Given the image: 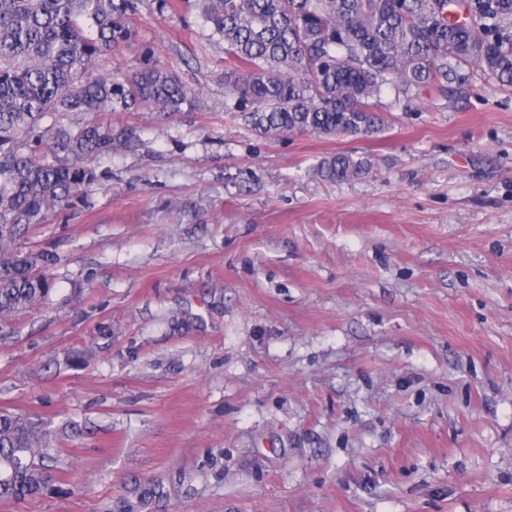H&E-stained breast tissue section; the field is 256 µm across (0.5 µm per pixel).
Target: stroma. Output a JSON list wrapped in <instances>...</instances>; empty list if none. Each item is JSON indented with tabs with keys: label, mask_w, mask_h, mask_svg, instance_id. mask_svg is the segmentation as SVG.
I'll use <instances>...</instances> for the list:
<instances>
[{
	"label": "stroma",
	"mask_w": 512,
	"mask_h": 512,
	"mask_svg": "<svg viewBox=\"0 0 512 512\" xmlns=\"http://www.w3.org/2000/svg\"><path fill=\"white\" fill-rule=\"evenodd\" d=\"M201 91L35 227L45 305L0 328V411L55 435L0 512H512V86L384 98L371 137L264 136L198 0H133ZM346 153L368 170L316 173Z\"/></svg>",
	"instance_id": "1"
}]
</instances>
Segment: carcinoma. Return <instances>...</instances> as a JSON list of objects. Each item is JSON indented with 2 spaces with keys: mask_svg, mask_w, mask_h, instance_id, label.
<instances>
[{
  "mask_svg": "<svg viewBox=\"0 0 512 512\" xmlns=\"http://www.w3.org/2000/svg\"><path fill=\"white\" fill-rule=\"evenodd\" d=\"M224 40V84L262 135H375L382 97L465 90L467 64L512 86V0H200ZM130 0H0V322L48 299L53 254L26 235L96 179L90 162L131 139L104 112L195 106L157 64L100 75L96 61L136 31ZM71 116L67 124L60 117ZM367 162L318 166L342 181ZM58 452L41 423L0 412V499L42 494Z\"/></svg>",
  "mask_w": 512,
  "mask_h": 512,
  "instance_id": "cac0c4a2",
  "label": "carcinoma"
}]
</instances>
